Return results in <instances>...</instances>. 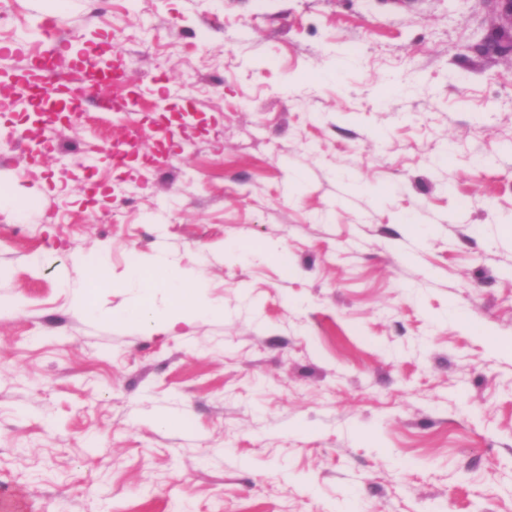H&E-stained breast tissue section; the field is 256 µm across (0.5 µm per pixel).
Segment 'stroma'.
<instances>
[{"instance_id": "stroma-1", "label": "stroma", "mask_w": 512, "mask_h": 512, "mask_svg": "<svg viewBox=\"0 0 512 512\" xmlns=\"http://www.w3.org/2000/svg\"><path fill=\"white\" fill-rule=\"evenodd\" d=\"M497 10L0 0V73L117 49L141 103L185 115L0 111V512H512ZM251 243L279 251H226ZM159 253L223 313L128 319L124 275Z\"/></svg>"}]
</instances>
